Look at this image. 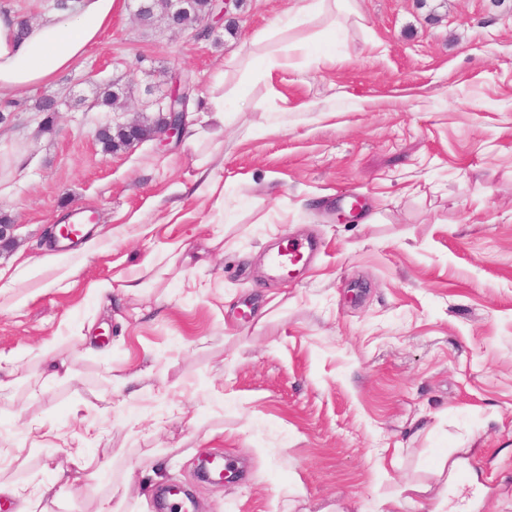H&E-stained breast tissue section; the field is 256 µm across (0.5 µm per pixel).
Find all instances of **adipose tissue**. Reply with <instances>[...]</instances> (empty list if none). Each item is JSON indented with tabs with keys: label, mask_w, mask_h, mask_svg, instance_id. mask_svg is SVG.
<instances>
[{
	"label": "adipose tissue",
	"mask_w": 512,
	"mask_h": 512,
	"mask_svg": "<svg viewBox=\"0 0 512 512\" xmlns=\"http://www.w3.org/2000/svg\"><path fill=\"white\" fill-rule=\"evenodd\" d=\"M114 6L115 0H77L73 9L51 11L23 30L14 13H0V100L47 85L72 68L110 26ZM355 12L352 0H294L289 20H274L256 40L277 39L294 21Z\"/></svg>",
	"instance_id": "1"
}]
</instances>
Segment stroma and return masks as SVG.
<instances>
[{"label":"stroma","instance_id":"1","mask_svg":"<svg viewBox=\"0 0 512 512\" xmlns=\"http://www.w3.org/2000/svg\"><path fill=\"white\" fill-rule=\"evenodd\" d=\"M291 6L245 0L195 40L117 0L75 66L13 97L0 268L65 257L0 294V352L17 355L0 482L73 487L35 512L101 496L157 512L171 484L198 512H512V0H357L335 38L287 32L292 66L257 77L254 37ZM175 71L196 82L187 136L104 151L96 128L138 117ZM115 82L124 97L94 106ZM57 95L42 130L35 105ZM203 169L216 186L192 194ZM355 196L364 215L337 223ZM75 210L95 216L94 257L51 237ZM305 238L308 268L272 277L270 250ZM179 241L188 260L167 252ZM149 256L143 295H91ZM50 340L68 380L24 355ZM77 425L85 464L59 473ZM213 451L240 475L202 481Z\"/></svg>","mask_w":512,"mask_h":512}]
</instances>
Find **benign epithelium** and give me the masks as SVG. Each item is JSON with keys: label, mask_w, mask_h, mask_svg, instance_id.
Here are the masks:
<instances>
[{"label": "benign epithelium", "mask_w": 512, "mask_h": 512, "mask_svg": "<svg viewBox=\"0 0 512 512\" xmlns=\"http://www.w3.org/2000/svg\"><path fill=\"white\" fill-rule=\"evenodd\" d=\"M240 0H208L205 12L195 11L194 0H141L134 15L146 23L147 15L160 18L167 28L186 33L194 38L210 34L230 13L231 7L238 6ZM193 92L190 77L174 74L166 81L159 92L148 90L151 98L144 107H153L159 112V119L146 128L136 119L123 124L128 129L126 145L145 139H154L161 144H169L180 139L188 117V104Z\"/></svg>", "instance_id": "1"}]
</instances>
